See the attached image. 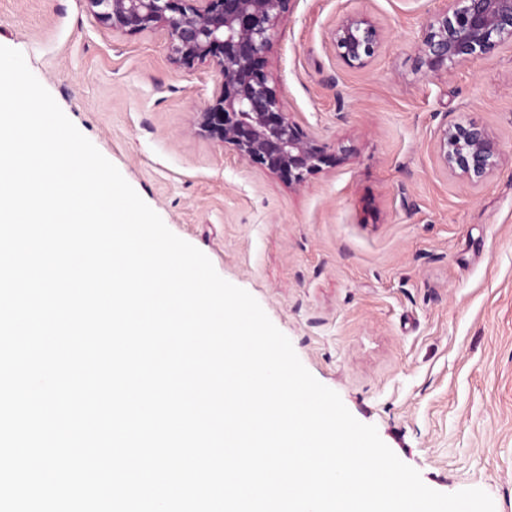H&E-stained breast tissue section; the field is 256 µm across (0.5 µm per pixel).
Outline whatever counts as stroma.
Here are the masks:
<instances>
[{
    "label": "stroma",
    "mask_w": 512,
    "mask_h": 512,
    "mask_svg": "<svg viewBox=\"0 0 512 512\" xmlns=\"http://www.w3.org/2000/svg\"><path fill=\"white\" fill-rule=\"evenodd\" d=\"M443 3L296 0L265 71L302 129L351 150L299 186L191 135L221 80L174 65L166 30H112L86 0H0V45L428 487L512 512V47L425 76L415 46ZM350 13L381 35L363 68L332 41ZM459 121L502 155L477 187L434 155Z\"/></svg>",
    "instance_id": "obj_1"
}]
</instances>
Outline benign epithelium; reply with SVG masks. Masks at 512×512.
Returning <instances> with one entry per match:
<instances>
[{
  "label": "benign epithelium",
  "mask_w": 512,
  "mask_h": 512,
  "mask_svg": "<svg viewBox=\"0 0 512 512\" xmlns=\"http://www.w3.org/2000/svg\"><path fill=\"white\" fill-rule=\"evenodd\" d=\"M114 31L164 29L179 66L209 61L222 85L192 121L194 135L232 146L250 163L299 186L323 167L342 163L349 149H330L286 111L264 72L281 21L293 0H86ZM336 55L363 68L377 54L380 33L366 15L347 16L333 33ZM512 46V0H446L429 16L416 46L418 70L441 77L455 67ZM434 152L445 169L483 184L499 167L489 130L468 121L439 127Z\"/></svg>",
  "instance_id": "1"
}]
</instances>
